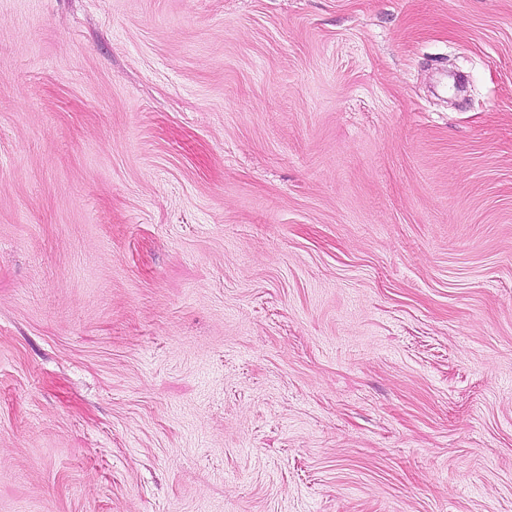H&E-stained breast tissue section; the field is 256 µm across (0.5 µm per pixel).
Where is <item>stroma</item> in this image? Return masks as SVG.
<instances>
[{
  "label": "stroma",
  "mask_w": 512,
  "mask_h": 512,
  "mask_svg": "<svg viewBox=\"0 0 512 512\" xmlns=\"http://www.w3.org/2000/svg\"><path fill=\"white\" fill-rule=\"evenodd\" d=\"M0 512H512V0H0Z\"/></svg>",
  "instance_id": "1"
}]
</instances>
